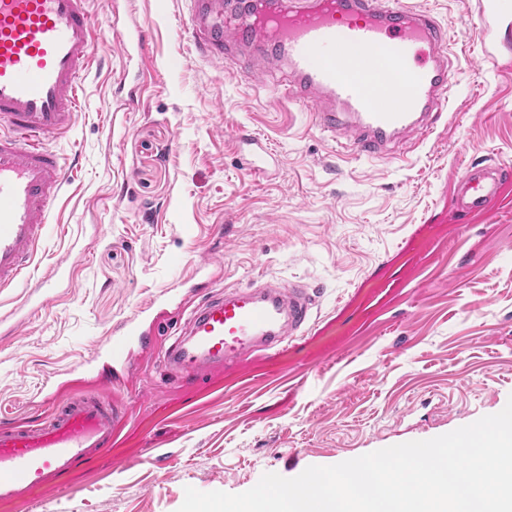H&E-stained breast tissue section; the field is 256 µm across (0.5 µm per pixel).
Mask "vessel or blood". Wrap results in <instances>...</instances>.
<instances>
[{"label":"vessel or blood","instance_id":"vessel-or-blood-1","mask_svg":"<svg viewBox=\"0 0 512 512\" xmlns=\"http://www.w3.org/2000/svg\"><path fill=\"white\" fill-rule=\"evenodd\" d=\"M192 51L204 61H231L254 71L283 67V95L310 108L317 128L342 148L370 159L389 158L413 137L433 134L450 101L453 42L434 12L406 0H185ZM88 0H0V288H24L47 303L65 263L40 280L30 267L46 234L51 205L67 183L62 156L45 143L75 127L83 75L93 64L95 22ZM483 19L481 59L504 67L491 42V24L512 12V0H477ZM352 56L337 58V50ZM384 79L381 99L368 86ZM402 94L400 105L385 97ZM246 163L267 171L265 145L248 135ZM512 172L479 163L458 180L455 213H487L501 201ZM222 270L198 266L191 289L205 294L179 337L162 354L183 383L239 363L258 352L279 353L310 324L313 301L302 284L272 279L212 294ZM164 290L148 307L116 326L99 346L112 372L103 391L67 399L45 396L50 409L32 425H0V502L54 488L58 476L111 453L128 412L108 396L124 379L135 350L150 349L151 310L177 301Z\"/></svg>","mask_w":512,"mask_h":512}]
</instances>
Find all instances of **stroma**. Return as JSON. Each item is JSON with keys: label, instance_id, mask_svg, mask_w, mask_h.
Here are the masks:
<instances>
[{"label": "stroma", "instance_id": "obj_1", "mask_svg": "<svg viewBox=\"0 0 512 512\" xmlns=\"http://www.w3.org/2000/svg\"><path fill=\"white\" fill-rule=\"evenodd\" d=\"M466 44L445 123L406 161L356 159L308 108L263 75L198 59L180 0H136L150 50L127 59L112 30L93 43L73 132L50 139L68 167L40 278L74 242L70 287L12 330L0 327V423L38 421L44 389L96 387L107 330L204 259L221 286L269 277L307 285L304 335L277 354L181 385L162 364L186 315L161 310L158 347L116 395L129 419L109 455L0 512H178L186 487L232 494L497 413L512 398V187L492 213L449 223L473 163L512 168V71L479 58L469 0H413ZM135 108L115 109L124 72ZM272 157L250 173L240 131Z\"/></svg>", "mask_w": 512, "mask_h": 512}]
</instances>
